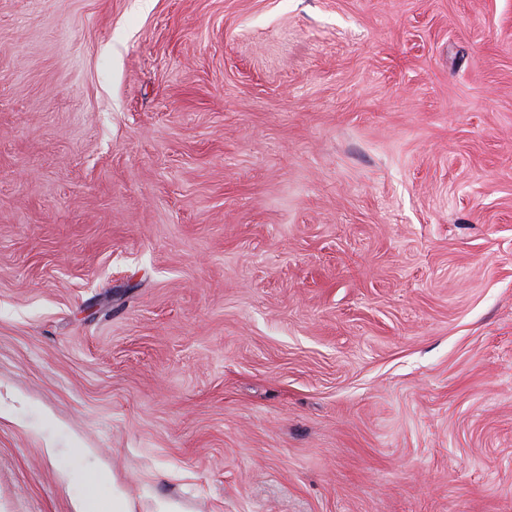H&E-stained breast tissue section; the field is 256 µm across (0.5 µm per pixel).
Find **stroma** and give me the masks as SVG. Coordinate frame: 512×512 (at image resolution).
<instances>
[{
    "mask_svg": "<svg viewBox=\"0 0 512 512\" xmlns=\"http://www.w3.org/2000/svg\"><path fill=\"white\" fill-rule=\"evenodd\" d=\"M512 512V0H0V512Z\"/></svg>",
    "mask_w": 512,
    "mask_h": 512,
    "instance_id": "35a3bbf8",
    "label": "stroma"
}]
</instances>
